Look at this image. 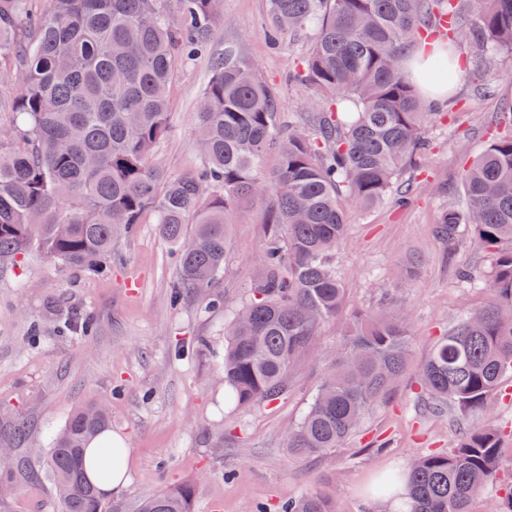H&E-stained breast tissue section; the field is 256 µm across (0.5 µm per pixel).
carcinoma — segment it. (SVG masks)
Here are the masks:
<instances>
[{"label": "carcinoma", "instance_id": "1", "mask_svg": "<svg viewBox=\"0 0 512 512\" xmlns=\"http://www.w3.org/2000/svg\"><path fill=\"white\" fill-rule=\"evenodd\" d=\"M265 37L274 45L303 31L314 40L292 81L321 108L283 126L276 92L234 49L211 58L197 108L201 162L190 173L155 168L151 156L168 131L179 63L208 50L221 0H0V75L17 72L15 123L0 139V269L30 256L58 260L98 276L116 245L151 220L176 252L178 274L168 301L182 304L224 276L226 215L239 201L263 207L270 225L258 254L260 275L248 299L224 320L219 369L241 408L288 391L293 366L321 324L336 317L345 289L336 249L345 238L344 203L364 210L396 191L427 151L424 127L436 103L405 80L406 56L423 41H446L430 65L433 81H454L453 47L493 59L512 56V0H266ZM448 16L432 34L429 23ZM271 148L279 161L259 171ZM462 208L442 209L437 234L451 242L468 227L495 257L494 301L434 347L420 378L424 408L448 403L489 407L512 373V133L487 143L461 174ZM385 303L356 314L322 375L308 411L288 431L299 457L326 455L359 427L368 407L403 371L410 320ZM48 320L66 333L92 336L90 313L46 303ZM111 416L93 404L72 411L45 460L61 512H112L86 475L85 450L112 481L121 456L101 435ZM500 435L463 431L454 448L415 460L408 473L409 512H470L497 473ZM197 486L186 483L141 503L139 512H192ZM281 512H332L313 492Z\"/></svg>", "mask_w": 512, "mask_h": 512}]
</instances>
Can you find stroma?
Instances as JSON below:
<instances>
[{"label": "stroma", "mask_w": 512, "mask_h": 512, "mask_svg": "<svg viewBox=\"0 0 512 512\" xmlns=\"http://www.w3.org/2000/svg\"><path fill=\"white\" fill-rule=\"evenodd\" d=\"M223 3L225 20L215 28L214 52L231 46L253 61L259 79L277 91L281 112L312 111L317 98L288 83L310 34L272 48L263 34L266 0ZM208 77L205 59L178 66L170 130L152 158L166 172L183 173L198 162L196 106ZM480 82L476 65L467 64L445 118L427 123L433 150L415 172L406 203L391 199L364 211L350 208L347 234L336 252L344 306L320 326L309 354L292 371L287 393L274 403L245 409L226 403L217 381L224 311L208 305L216 296L225 306L240 304L258 275L256 256L268 226L255 203H241L228 215L223 278L178 308L167 301L176 258L153 224L123 239L108 271L91 279L39 257L0 272V446L13 448L30 472L20 478L0 470V483L15 487L0 512H59L45 476V450L76 407L95 402L109 408L113 434L130 449L128 481L111 496L118 512H136L143 500L189 482L199 486L194 512H211L215 504L221 512H279L286 500L314 490L329 494L333 512H389V500L374 492L376 480L407 473L416 457L448 451L462 426L491 428L501 437L496 479L471 504L472 512H496L504 487L512 485V377L486 410L451 405L439 414L425 411L419 385L435 342L492 298L493 256L475 245L470 232L452 242L435 234L442 207L463 198L462 169L490 134L504 130L512 59H497L491 93L480 92ZM462 268L471 270V280H459ZM387 294L412 322L408 365L342 448L318 458L291 455L286 434L316 394L345 324L355 313L377 309ZM54 296L93 314L96 334L64 336L48 325L31 338L30 324L43 320L44 304ZM201 337L207 344L192 357L172 355L176 341ZM19 425L26 439L15 436Z\"/></svg>", "instance_id": "stroma-1"}]
</instances>
